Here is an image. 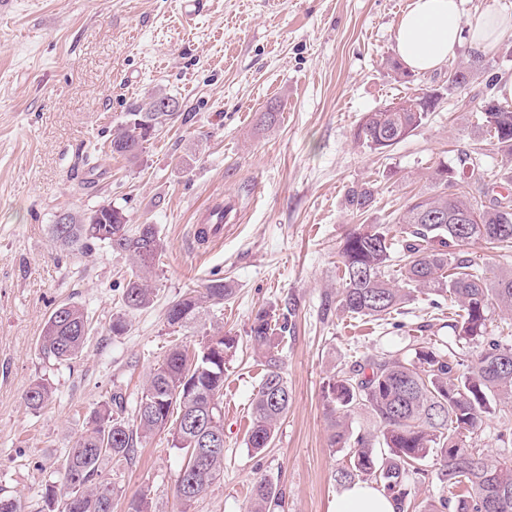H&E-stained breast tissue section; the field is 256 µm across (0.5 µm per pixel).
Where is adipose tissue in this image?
<instances>
[{
    "mask_svg": "<svg viewBox=\"0 0 512 512\" xmlns=\"http://www.w3.org/2000/svg\"><path fill=\"white\" fill-rule=\"evenodd\" d=\"M512 31V14L496 6L463 16L459 0H411L396 30V52L412 71L435 70L468 44L473 57L495 49L504 33ZM334 512H397L394 501L374 486L356 483L336 498Z\"/></svg>",
    "mask_w": 512,
    "mask_h": 512,
    "instance_id": "ef3b65f1",
    "label": "adipose tissue"
}]
</instances>
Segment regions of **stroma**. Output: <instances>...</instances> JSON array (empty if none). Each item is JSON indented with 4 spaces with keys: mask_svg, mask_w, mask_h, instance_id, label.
Listing matches in <instances>:
<instances>
[{
    "mask_svg": "<svg viewBox=\"0 0 512 512\" xmlns=\"http://www.w3.org/2000/svg\"><path fill=\"white\" fill-rule=\"evenodd\" d=\"M409 3L205 0L188 19L180 0H11L0 14V496L40 512L42 480L91 412L115 392L134 410L171 342L198 346L218 321L239 338L224 366V478L190 512H247L262 478L282 492L278 512H333L336 472L349 455L330 445L323 387L332 373L412 346L462 350L447 309L422 299L403 305L398 331L341 316L334 301L346 235L358 223L399 234L406 197L429 189L438 163L473 148L484 150L473 196L512 175L478 113L498 94L491 78L512 76V32L465 91H449L444 66L400 79L394 33ZM425 87L440 98L413 135L381 154L355 142L366 112ZM158 92L178 99L180 117L137 162L105 155L127 112ZM362 184L375 199L357 217L346 194ZM108 202L131 225H156L163 240L154 299L137 311L122 303L125 255L51 240L60 214ZM218 202L238 219L223 239L198 244L199 219ZM219 277L233 290L223 307L170 333L168 305ZM62 302L86 309L94 328L81 357L57 365L42 359L38 340ZM262 307L288 323L278 351L292 404L256 454L246 438L263 371L247 332ZM116 315L129 323L120 336L110 329ZM39 381L51 396L33 410L24 395ZM182 459L164 431L138 440L131 459L108 462L103 476L123 496L146 494L151 512H176Z\"/></svg>",
    "mask_w": 512,
    "mask_h": 512,
    "instance_id": "35a3bbf8",
    "label": "stroma"
}]
</instances>
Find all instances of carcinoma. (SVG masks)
<instances>
[{"instance_id":"obj_1","label":"carcinoma","mask_w":512,"mask_h":512,"mask_svg":"<svg viewBox=\"0 0 512 512\" xmlns=\"http://www.w3.org/2000/svg\"><path fill=\"white\" fill-rule=\"evenodd\" d=\"M474 63L448 68V89L460 90L478 75ZM158 96H150L127 113L113 133L108 148L130 162L138 159L152 135L180 116L179 110L158 112ZM404 112L385 106L364 114L354 140L371 150L388 151L408 138L434 111L437 95L422 91L406 97ZM489 145L512 161V106L495 99L479 105ZM478 167L477 157L462 153L457 165H438L430 174V191L410 197L399 223L403 236L390 237L383 224H358L342 245V285L336 290V310L351 318L389 321L402 305L420 294L432 307L448 302V328L471 344L464 360L450 351L439 354L428 347L367 357L333 374L325 391L329 440L349 447V463L337 471L336 481L349 486L372 481L392 500L404 504L409 476L423 475L422 462L436 461V477L448 495L423 502L422 512H487L496 503L500 512H512V464L492 458L468 441L483 418L512 411V344L502 332L489 329L490 314L498 311L512 319V272L489 275L472 257L471 247H512V223H502V211L512 210V191L499 192L488 201L471 196L463 176L464 165ZM374 199L371 186L348 190L346 204L365 212ZM123 231V242L112 236ZM54 243L80 246L85 253L98 244L129 259L132 270L122 301L138 310L153 300L155 260L163 242L153 224L130 229L123 209L103 204L65 212L51 225ZM399 266L401 284L390 271ZM232 288L215 278L201 291L193 290L173 301L166 312L167 326L181 329L213 307L224 304ZM267 309L258 310L249 327V341L261 359L264 374L252 400V423L247 447L255 453L268 448L288 412L291 391L275 344L276 328ZM91 323L73 303L58 305L45 321L39 353L48 362L68 363L81 356ZM237 337L217 326L197 350L175 344L146 379L133 414L125 415L121 396L93 411L90 426L58 466L61 486L45 485L47 512H114L124 501V512H151L147 497L122 499L120 490L102 477V466L113 458H127L135 438H149L171 428L173 446L185 451L176 483L179 512L188 508L224 477V454L200 466L202 442L224 433V365L237 348ZM49 399L45 384H32L25 403L33 410ZM363 407L377 429L353 430L350 412ZM282 506V494L262 479L254 488L250 512H271Z\"/></svg>"}]
</instances>
